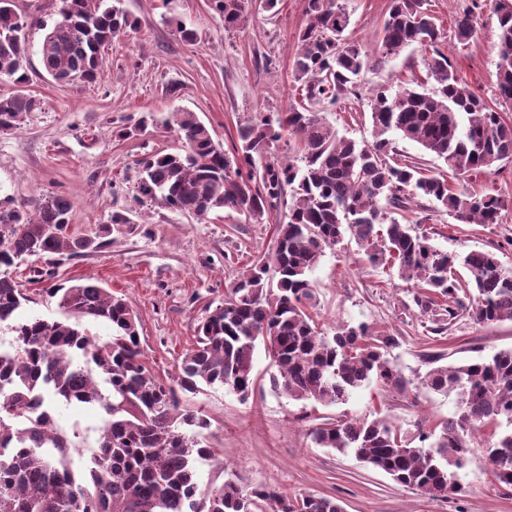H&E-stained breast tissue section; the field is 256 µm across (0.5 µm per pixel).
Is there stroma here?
<instances>
[{"label": "stroma", "instance_id": "35a3bbf8", "mask_svg": "<svg viewBox=\"0 0 512 512\" xmlns=\"http://www.w3.org/2000/svg\"><path fill=\"white\" fill-rule=\"evenodd\" d=\"M345 3L350 39L375 50L389 0ZM468 4L425 0L424 7L438 20L460 79L488 98L496 82V18L484 10L476 37L467 47L455 46L453 20ZM15 5L30 22L24 90L36 107L18 129L0 132V204L32 211L44 198L66 196L73 229L84 234L109 223L114 212L128 218L95 252L59 263L30 257L10 268V277L28 297L19 316L64 319L49 288L69 279L101 284L124 297L136 313L149 369L172 378L194 345L195 326L206 309L223 303L241 275L274 251L275 227L286 222L288 206L280 204L258 221L220 212L201 222L140 200L135 162L151 152L180 149L176 134L164 125L175 110L196 112L229 152L240 126L259 113L284 112L297 103L291 69L297 34L306 22L304 0H278L271 11L262 0H246L245 21L234 28L225 27L210 0H123L136 27L104 49L101 81L67 85L43 71L37 54L44 26L58 17L59 0H15ZM178 21L196 31L195 42L181 39L174 27ZM423 75L420 50L408 48L363 70L355 94L328 108L325 117L348 138L372 139V92L380 87L394 92ZM143 116L152 123L141 135H114L121 119ZM456 185L500 195L501 222L459 224L439 203L425 198L398 212L399 221L415 225L451 253L498 248L502 264L512 267V159L499 162L490 176L460 178ZM33 266L55 270V279L30 282ZM311 278L323 332L365 323L395 338L389 357L407 381L405 391L373 384L332 407L295 401L273 390L275 369L264 347H257V382L248 400L223 389L186 397L210 421L206 438L214 455L197 464L200 486L230 479L246 493L262 485L291 497L313 493L335 499L344 512H512V486L496 480L481 435L473 436V453L459 472L462 492L443 498L404 488L353 456L316 447L310 437L311 429L329 418L380 415L410 435L442 426L457 410L456 397L428 391L420 383L428 369L424 355H442L447 364L490 357L512 347V322L479 324L464 316L445 334H433L434 313L414 302L417 288L396 271L363 262L352 243L326 249ZM54 417L59 428L82 436L105 420L99 407L83 405L56 406Z\"/></svg>", "mask_w": 512, "mask_h": 512}]
</instances>
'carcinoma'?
<instances>
[{
  "instance_id": "obj_1",
  "label": "carcinoma",
  "mask_w": 512,
  "mask_h": 512,
  "mask_svg": "<svg viewBox=\"0 0 512 512\" xmlns=\"http://www.w3.org/2000/svg\"><path fill=\"white\" fill-rule=\"evenodd\" d=\"M227 28L240 25L244 0H211ZM121 0H61L59 19L38 47L44 71L58 83L74 75L95 83L101 50L134 29ZM482 0L454 20V39L475 36ZM305 26L297 36L292 77L300 103L286 112L259 114L238 128V145L227 153L196 113L179 109L165 121L182 148L137 161L139 195L165 208L204 220L233 211L259 220L291 196L288 221L276 225V249L260 258L224 303L196 325L195 345L183 355L173 380L150 371L140 346L138 319L128 302L91 282L50 289L58 307L74 317L101 320L112 336L97 340L79 323L39 318L16 320L26 296L0 271V325L14 333L13 353L0 355V512H343L335 500L290 497L260 486L245 494L227 480L198 488L196 462L214 454L205 443L209 423L202 410L183 406L176 390L196 395L223 388L241 400L255 388L254 353L263 345L277 368L274 390L324 406L345 402L374 381L403 391L406 380L388 357L395 343L360 323L329 336L318 328L310 274L324 251L347 239L361 259L397 268L420 290L425 308L443 311L433 333L461 315L492 324L512 321V268L492 250L460 256L392 216L413 199H434L459 224H497L498 195H468L415 162L395 157L394 133L443 160L453 174L492 173L512 158V122L499 106L512 105V0H495L498 65L488 102L456 76L442 36L422 0H389L383 37L374 51L347 35L350 14L343 0H305ZM28 22L13 0H0V75L28 81ZM416 46L425 77L395 94L374 91L371 141L357 142L326 121L324 110L356 78ZM36 106L28 94L0 98V130L16 129ZM294 155L257 166L283 134ZM71 202L51 196L31 213L0 205V268L32 256L69 260L109 243L111 224L92 235L70 224ZM461 264L465 274L457 273ZM276 276L266 277L269 265ZM421 377L428 389L458 397L456 416L440 434L409 436L389 420L356 418L325 422L311 432L320 448L353 454L365 465L431 498L462 491L457 470L471 446L466 436L490 430L484 447L501 483L512 485V348L480 362L438 364ZM97 405L107 415L97 451L77 471L66 458L75 441L53 429L54 403Z\"/></svg>"
}]
</instances>
